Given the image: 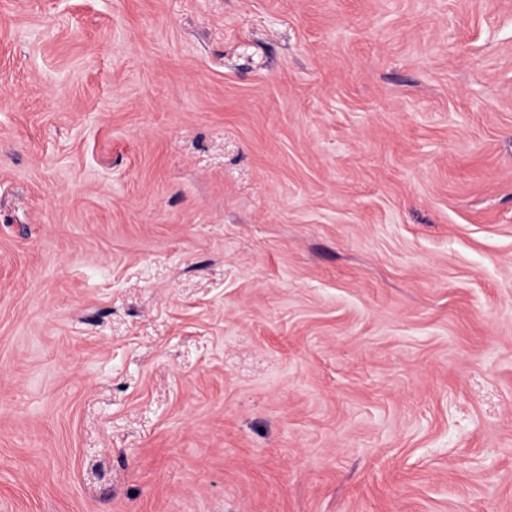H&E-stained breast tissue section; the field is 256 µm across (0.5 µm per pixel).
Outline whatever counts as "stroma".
<instances>
[{
  "instance_id": "obj_1",
  "label": "stroma",
  "mask_w": 512,
  "mask_h": 512,
  "mask_svg": "<svg viewBox=\"0 0 512 512\" xmlns=\"http://www.w3.org/2000/svg\"><path fill=\"white\" fill-rule=\"evenodd\" d=\"M0 512H512V0H0Z\"/></svg>"
}]
</instances>
